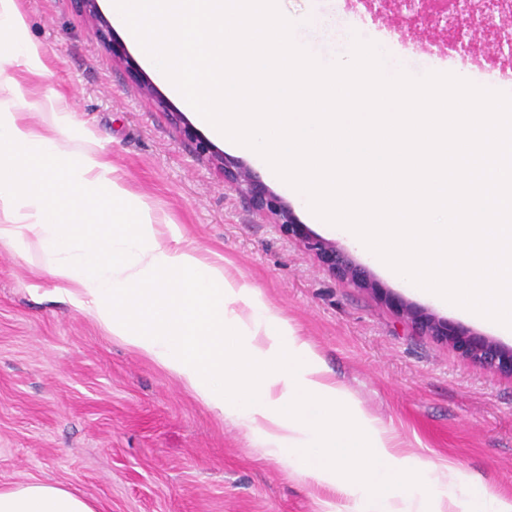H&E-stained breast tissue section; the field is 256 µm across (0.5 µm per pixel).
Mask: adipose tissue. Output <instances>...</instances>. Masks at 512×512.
<instances>
[{"label":"adipose tissue","mask_w":512,"mask_h":512,"mask_svg":"<svg viewBox=\"0 0 512 512\" xmlns=\"http://www.w3.org/2000/svg\"><path fill=\"white\" fill-rule=\"evenodd\" d=\"M15 0H0V86L18 109L0 111V243L50 275L56 290L123 343L179 377L211 409L256 431L269 455L300 475L361 500V512H512V499L460 469L406 453L395 431L351 400L261 294L159 229L95 144L66 154L68 117L51 115L13 78L46 71L22 32ZM0 512H96L50 482L0 489Z\"/></svg>","instance_id":"ef3b65f1"}]
</instances>
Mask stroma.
I'll return each mask as SVG.
<instances>
[{"mask_svg": "<svg viewBox=\"0 0 512 512\" xmlns=\"http://www.w3.org/2000/svg\"><path fill=\"white\" fill-rule=\"evenodd\" d=\"M47 77L18 78L33 98L73 116L66 151L94 141L133 198L174 224L209 261L262 294L299 329L371 416L406 452L456 463L490 494L512 498V377L490 371L404 320L406 302L471 332L491 328L422 295L317 220L259 159L213 136L157 81L121 26L95 36L75 0H16ZM290 18L318 15L301 31L320 53H349L353 39L392 46L406 73L444 71L446 58L414 41L395 44L393 21L346 0H281ZM154 84L145 94L142 81ZM184 124H175L173 113ZM242 158L292 202L309 234L368 271L375 289L335 278L271 216L224 184L184 127ZM45 481L77 490L97 512H322L352 502L267 454L244 426L203 405L172 373L112 336L55 290L53 279L0 243V488Z\"/></svg>", "mask_w": 512, "mask_h": 512, "instance_id": "stroma-1", "label": "stroma"}]
</instances>
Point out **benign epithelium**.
I'll list each match as a JSON object with an SVG mask.
<instances>
[{
  "instance_id": "benign-epithelium-1",
  "label": "benign epithelium",
  "mask_w": 512,
  "mask_h": 512,
  "mask_svg": "<svg viewBox=\"0 0 512 512\" xmlns=\"http://www.w3.org/2000/svg\"><path fill=\"white\" fill-rule=\"evenodd\" d=\"M88 14L96 36L111 41L109 23L98 13L97 0H76ZM364 8L378 18L394 17L399 31L424 46L461 45L468 55L478 57L495 52L512 55V0H361ZM185 135L195 141L196 152L212 158L224 171V182L246 197L253 208L270 215L280 231L303 243L305 248L324 259L333 274L363 287H373L366 270L350 262L330 240L311 237L296 218L293 207L268 187L245 163L228 158L196 136L191 127ZM402 317L422 332L445 339L462 355L494 372L512 376V349L495 341L453 327L448 321L425 313L411 305L400 304Z\"/></svg>"
}]
</instances>
